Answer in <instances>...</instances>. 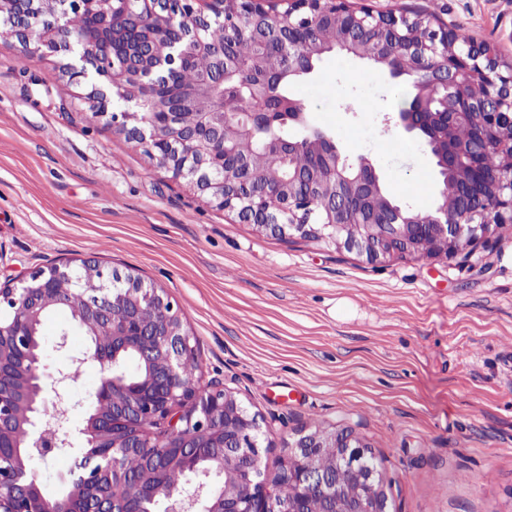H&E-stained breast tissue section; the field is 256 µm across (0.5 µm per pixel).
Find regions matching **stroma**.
<instances>
[{
  "label": "stroma",
  "instance_id": "1",
  "mask_svg": "<svg viewBox=\"0 0 512 512\" xmlns=\"http://www.w3.org/2000/svg\"><path fill=\"white\" fill-rule=\"evenodd\" d=\"M363 1L429 17L512 66V0H352ZM66 61L0 46V286L94 258L167 290L195 335L202 383L237 392L276 440L267 480L279 440L346 427L377 461L388 512H512V223L446 262L371 263L258 232L65 94ZM405 82L334 51L295 94L343 154L376 162L399 205L427 212L436 170L394 123ZM43 336L45 372L81 373L68 388L71 448L33 463L56 496L99 367L66 312L47 316Z\"/></svg>",
  "mask_w": 512,
  "mask_h": 512
}]
</instances>
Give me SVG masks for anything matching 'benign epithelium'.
<instances>
[{"mask_svg":"<svg viewBox=\"0 0 512 512\" xmlns=\"http://www.w3.org/2000/svg\"><path fill=\"white\" fill-rule=\"evenodd\" d=\"M85 28L75 34L71 12ZM344 24L320 43L297 51L302 35L327 17ZM0 42L18 38L24 54L63 51V73L74 88L91 87L87 98L98 114L114 99L127 109L111 113L113 126L148 151L175 179H186L218 207L259 232L323 241L354 251L370 262L396 258L448 260L470 256L501 224L512 223V68L499 64L489 46L437 28L423 16L408 17L348 0H288L279 13L272 0H0ZM218 24L263 47L293 51L291 68L312 73L322 55L338 49L359 56L364 38L378 42L374 64L394 77H416V109L399 112L396 125L423 140L438 175L463 188L444 195L419 218L386 194L375 163L365 155L340 152L322 134L313 149L321 166L299 170L293 157L300 143L282 138L263 145L282 168L263 171L258 155H239L234 139L251 137L274 123L260 103L246 112L224 111V80L230 71H253L238 60L233 42L215 39ZM197 57L211 63L215 80L203 87L176 85ZM192 109L184 121L182 109ZM476 127L472 140L457 146L453 130ZM498 141L499 165L485 169V155ZM370 194L378 204L365 233H350L352 195ZM149 304L156 315L145 321ZM67 308L94 346L85 359L96 362L100 382L87 409L88 448L80 451L57 507L44 512H386L383 481L356 466L368 445L348 430L316 428L283 442L278 478L267 483L265 452L275 447L258 416L227 389L202 386L189 370L196 342L168 293L84 258L39 270L18 286L0 287V512H35L44 498L32 469L70 446L66 392L68 375L43 372L45 348L38 327L42 313ZM133 354L137 380L122 364ZM167 426L169 445L153 448L149 429ZM145 456L136 477L120 467L132 449ZM351 470L358 482L353 499L333 495L336 471ZM233 474L238 489L224 491ZM126 489L121 498L103 491L105 479ZM288 483L293 500L278 488Z\"/></svg>","mask_w":512,"mask_h":512,"instance_id":"obj_1","label":"benign epithelium"}]
</instances>
